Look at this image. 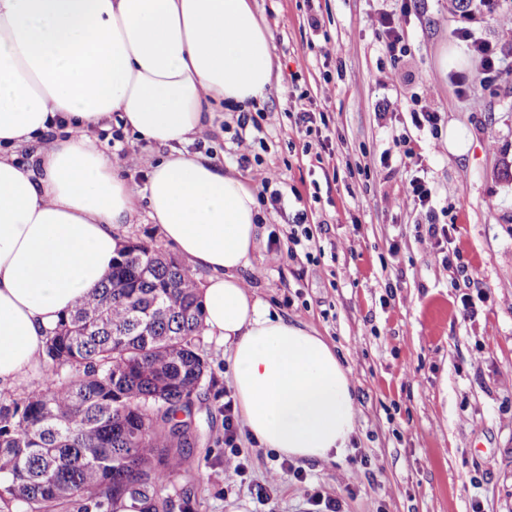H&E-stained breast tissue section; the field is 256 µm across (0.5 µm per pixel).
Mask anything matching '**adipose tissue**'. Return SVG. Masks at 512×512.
<instances>
[{
  "mask_svg": "<svg viewBox=\"0 0 512 512\" xmlns=\"http://www.w3.org/2000/svg\"><path fill=\"white\" fill-rule=\"evenodd\" d=\"M274 78L252 0H0V389L26 386L59 317L118 257L113 230L140 206L206 271L207 336L226 346L244 427L279 455L329 461L357 410L346 367L307 325L270 314L242 272L256 197L188 143L224 105ZM119 117L165 148L146 183L120 177L89 135ZM37 147L27 167L18 149Z\"/></svg>",
  "mask_w": 512,
  "mask_h": 512,
  "instance_id": "ef3b65f1",
  "label": "adipose tissue"
}]
</instances>
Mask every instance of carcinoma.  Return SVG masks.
Segmentation results:
<instances>
[{"mask_svg": "<svg viewBox=\"0 0 512 512\" xmlns=\"http://www.w3.org/2000/svg\"><path fill=\"white\" fill-rule=\"evenodd\" d=\"M49 332L43 388L0 396V512H171L207 377L194 273L146 241Z\"/></svg>", "mask_w": 512, "mask_h": 512, "instance_id": "obj_1", "label": "carcinoma"}]
</instances>
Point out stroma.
<instances>
[{
	"label": "stroma",
	"instance_id": "stroma-1",
	"mask_svg": "<svg viewBox=\"0 0 512 512\" xmlns=\"http://www.w3.org/2000/svg\"><path fill=\"white\" fill-rule=\"evenodd\" d=\"M272 39L273 86L260 111L274 122L240 130L238 108L215 113L208 135L188 151L235 167L240 149L280 175L281 210L264 213L244 276L270 312L304 322L349 370L356 434L329 462H302L306 482L282 476L271 500L258 503L255 484L279 469L271 449L241 439L245 476L224 471V400L232 392L224 347L204 338L205 385L191 416L195 443L182 476L169 487L190 512H306L307 497H340L345 512H512V10L464 15L451 0H425L404 20L407 56L390 61L369 19L400 0H253ZM318 14L311 30L308 14ZM467 26L497 46L503 74L494 91L476 75L479 61L457 40ZM335 46L331 57L320 48ZM466 67H441L443 51ZM423 89L421 107L439 112L438 133L416 129L409 107L392 112L397 94ZM332 118L323 157L304 152L302 106ZM456 126L468 142L446 146ZM244 142H237V132ZM408 135L415 154L386 172L379 163L392 137ZM119 176L145 183L161 148L124 133L97 130ZM425 174L431 210L401 205L413 175ZM453 208L451 235L468 265L477 313L459 314L456 270L445 267L418 235L429 212ZM307 215L313 240L296 258L271 249L269 232L287 238L296 213ZM367 469L350 480V458ZM353 491H346V484Z\"/></svg>",
	"mask_w": 512,
	"mask_h": 512
}]
</instances>
